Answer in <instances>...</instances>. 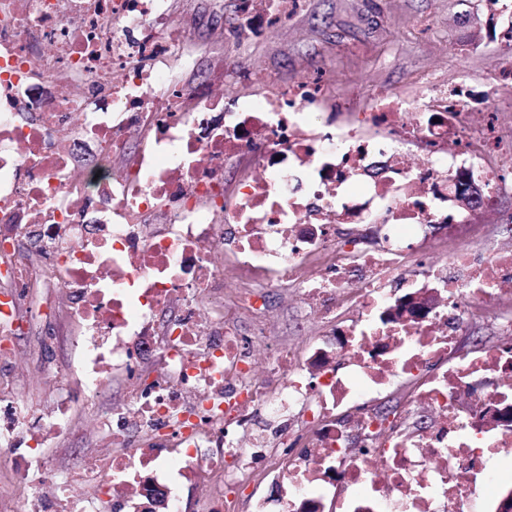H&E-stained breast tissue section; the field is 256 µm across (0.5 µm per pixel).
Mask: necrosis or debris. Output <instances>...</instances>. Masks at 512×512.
<instances>
[{"instance_id": "obj_1", "label": "necrosis or debris", "mask_w": 512, "mask_h": 512, "mask_svg": "<svg viewBox=\"0 0 512 512\" xmlns=\"http://www.w3.org/2000/svg\"><path fill=\"white\" fill-rule=\"evenodd\" d=\"M190 32L175 0H0V335L46 278L78 326L84 393L128 384L99 417L108 468L89 458L76 477L89 498L44 455L69 400L38 413L0 391V459L18 482L42 475L23 512H133L153 486L179 512L186 478L206 512H470L512 448V246L480 256L457 233L512 189L489 91L387 92L323 126V74L228 111L242 69L186 80ZM94 162L117 175L90 184ZM463 182L485 185L479 204L455 203ZM22 239L40 270L15 257ZM289 287L319 327L302 346L275 340L266 309ZM482 318L501 342L461 350ZM398 384L410 405L382 418Z\"/></svg>"}]
</instances>
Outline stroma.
<instances>
[{"label": "stroma", "instance_id": "obj_1", "mask_svg": "<svg viewBox=\"0 0 512 512\" xmlns=\"http://www.w3.org/2000/svg\"><path fill=\"white\" fill-rule=\"evenodd\" d=\"M238 6L239 0H180L198 48L189 80L206 79L209 60L219 52L251 72L248 84L225 81V107H233L243 90H262L269 78L288 84L323 69L340 101L394 89L415 96L422 79L445 86L464 79L490 86L494 111L512 119V87L493 85L499 67L512 61V48L496 38L512 15L491 14L485 0H293L287 26L265 29L255 41L230 28ZM504 242H512V192L498 197L474 245L485 251ZM58 294L48 285L22 297L19 327L0 353V384L32 408L52 405L61 393L69 397L71 429L51 443L47 457L52 470L66 475L102 453L98 416L111 411L126 386L114 377L86 397L71 372L78 361L76 326ZM54 369L69 372L58 391L46 381Z\"/></svg>", "mask_w": 512, "mask_h": 512}]
</instances>
